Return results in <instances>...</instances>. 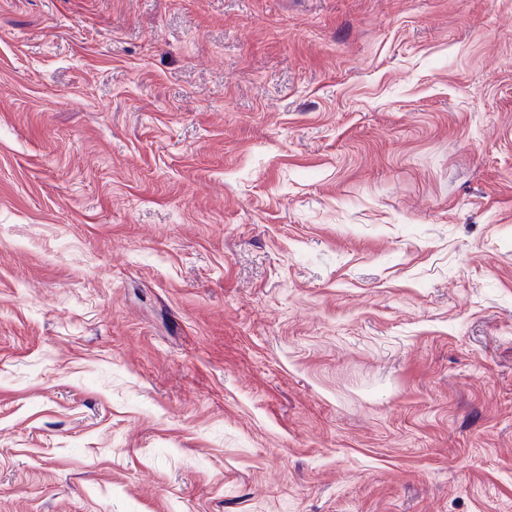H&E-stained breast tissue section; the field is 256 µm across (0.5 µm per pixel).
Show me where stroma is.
Wrapping results in <instances>:
<instances>
[{
  "instance_id": "obj_1",
  "label": "stroma",
  "mask_w": 512,
  "mask_h": 512,
  "mask_svg": "<svg viewBox=\"0 0 512 512\" xmlns=\"http://www.w3.org/2000/svg\"><path fill=\"white\" fill-rule=\"evenodd\" d=\"M0 512H512V0H0Z\"/></svg>"
}]
</instances>
